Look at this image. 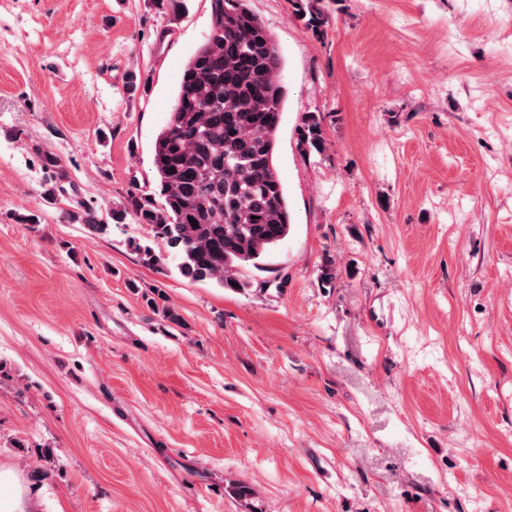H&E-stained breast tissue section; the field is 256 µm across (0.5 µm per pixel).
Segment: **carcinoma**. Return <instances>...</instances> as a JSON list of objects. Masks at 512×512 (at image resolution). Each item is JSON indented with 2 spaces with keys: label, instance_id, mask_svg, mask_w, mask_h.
<instances>
[{
  "label": "carcinoma",
  "instance_id": "carcinoma-1",
  "mask_svg": "<svg viewBox=\"0 0 512 512\" xmlns=\"http://www.w3.org/2000/svg\"><path fill=\"white\" fill-rule=\"evenodd\" d=\"M316 29L321 0H293ZM272 35L247 0H211L204 43L183 70L175 105L154 144L159 196L131 193L132 214L180 257V274L247 288L237 267H257L289 233L283 184L274 164L284 87ZM305 152L324 144L316 116L304 119Z\"/></svg>",
  "mask_w": 512,
  "mask_h": 512
}]
</instances>
